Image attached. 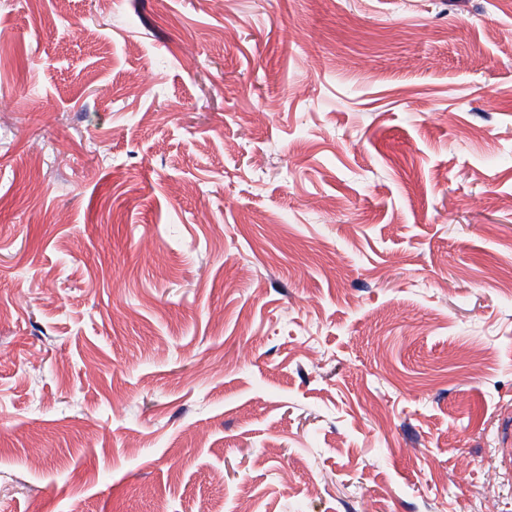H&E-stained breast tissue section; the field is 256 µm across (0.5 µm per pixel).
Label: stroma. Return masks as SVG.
Wrapping results in <instances>:
<instances>
[{
    "label": "stroma",
    "instance_id": "stroma-1",
    "mask_svg": "<svg viewBox=\"0 0 512 512\" xmlns=\"http://www.w3.org/2000/svg\"><path fill=\"white\" fill-rule=\"evenodd\" d=\"M0 512H512V0H0Z\"/></svg>",
    "mask_w": 512,
    "mask_h": 512
}]
</instances>
